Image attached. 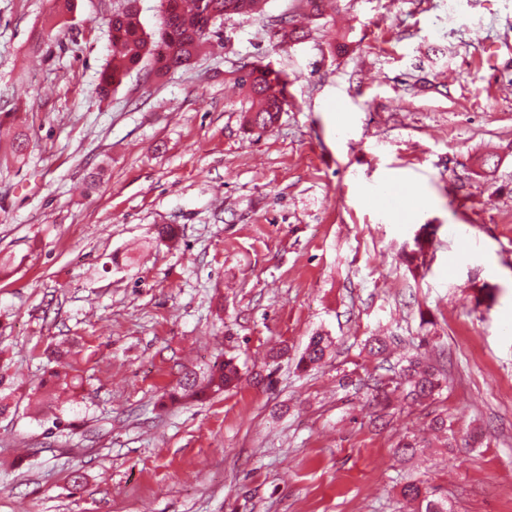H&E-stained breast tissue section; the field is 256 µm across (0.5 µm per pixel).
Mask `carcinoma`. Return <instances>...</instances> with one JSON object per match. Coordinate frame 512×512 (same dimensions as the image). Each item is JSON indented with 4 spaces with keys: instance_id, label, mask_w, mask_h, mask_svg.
I'll return each instance as SVG.
<instances>
[{
    "instance_id": "1",
    "label": "carcinoma",
    "mask_w": 512,
    "mask_h": 512,
    "mask_svg": "<svg viewBox=\"0 0 512 512\" xmlns=\"http://www.w3.org/2000/svg\"><path fill=\"white\" fill-rule=\"evenodd\" d=\"M264 0H160V22L152 34L141 25L136 0L112 12L108 28L112 45L119 54L102 71L96 94L105 99L118 88L133 70L146 65L149 72L163 78L190 64L202 46L218 36L224 18L233 15L250 16L261 12ZM279 44L303 39L300 31L286 20L276 33ZM235 82L247 92L251 106L244 111V125L250 129L266 130L279 119L288 107V80L282 71L261 60L239 62ZM332 341L316 335L309 339L299 360V368L306 370L319 364ZM397 378L373 379L367 385L373 397L384 406L398 399L410 406L433 398L442 384L439 371L421 357H408L398 362ZM241 368L233 358L219 354L212 366L199 376L186 372L175 386L165 391L171 401H198L222 394L237 386ZM426 447V441L415 435H405L396 444L394 453L412 456ZM402 497L410 504H418L411 512H453L448 497L438 487L409 482L402 487Z\"/></svg>"
}]
</instances>
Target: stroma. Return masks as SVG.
Listing matches in <instances>:
<instances>
[{
	"instance_id": "35a3bbf8",
	"label": "stroma",
	"mask_w": 512,
	"mask_h": 512,
	"mask_svg": "<svg viewBox=\"0 0 512 512\" xmlns=\"http://www.w3.org/2000/svg\"><path fill=\"white\" fill-rule=\"evenodd\" d=\"M123 3L74 0L55 22L53 0H0V512H400L416 474L458 512H512V0L320 17L267 0L190 65L102 100ZM283 18L306 39L279 45ZM246 59L288 77L265 131L242 124ZM384 184L400 212L372 200ZM161 224L176 248L155 244ZM318 332L334 345L299 370ZM282 344L271 387L161 407L217 353L247 371ZM56 347L67 388L45 381ZM418 352L445 366L439 395L373 426L355 380ZM443 411L459 448L394 454Z\"/></svg>"
}]
</instances>
